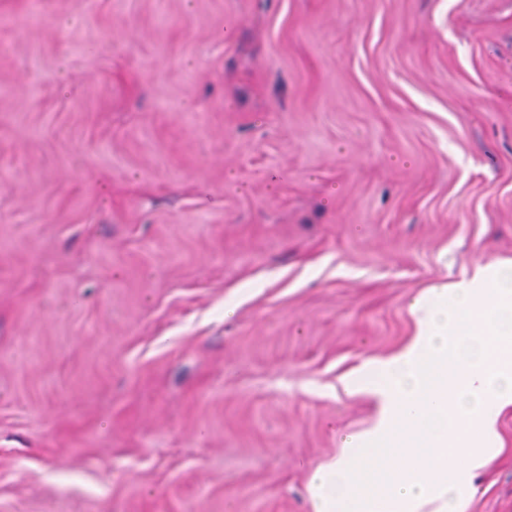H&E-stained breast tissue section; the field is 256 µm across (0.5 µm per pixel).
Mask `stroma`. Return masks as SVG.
Returning <instances> with one entry per match:
<instances>
[{"label": "stroma", "instance_id": "1", "mask_svg": "<svg viewBox=\"0 0 512 512\" xmlns=\"http://www.w3.org/2000/svg\"><path fill=\"white\" fill-rule=\"evenodd\" d=\"M490 262L512 0H0V512H315L342 378Z\"/></svg>", "mask_w": 512, "mask_h": 512}]
</instances>
